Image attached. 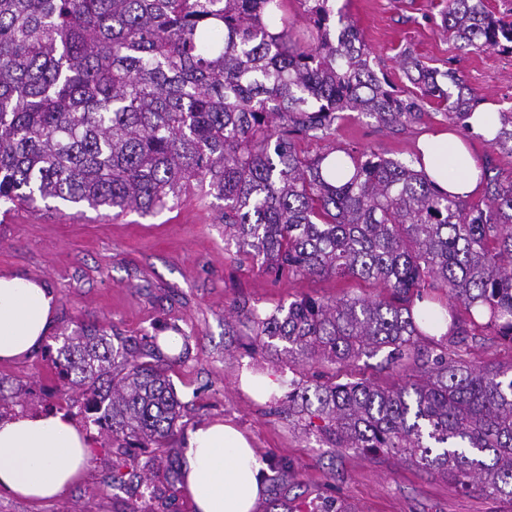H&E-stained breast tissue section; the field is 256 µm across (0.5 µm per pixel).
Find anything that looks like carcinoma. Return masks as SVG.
Instances as JSON below:
<instances>
[{
  "mask_svg": "<svg viewBox=\"0 0 512 512\" xmlns=\"http://www.w3.org/2000/svg\"><path fill=\"white\" fill-rule=\"evenodd\" d=\"M284 2L0 0V203L147 215L197 190L224 200V243L239 259L277 276L373 283L374 298L232 313L252 326V351L278 340L292 363L346 371L344 383L288 396V416L311 412L331 445L400 455L512 499V369L468 358L487 331L512 341V172L485 159L471 202L415 170L420 152L299 147L329 140L341 112L397 130L428 102H451L448 119L467 131L481 98L410 52L400 65L419 94L405 97L328 0H298L309 40ZM442 27L462 48L512 53V16L484 0H448ZM483 141L512 154V108ZM118 341L88 326L63 337L57 392L95 401L116 447L163 448L181 417L167 371L189 349L166 358L154 336ZM383 348L398 383L354 379Z\"/></svg>",
  "mask_w": 512,
  "mask_h": 512,
  "instance_id": "carcinoma-1",
  "label": "carcinoma"
}]
</instances>
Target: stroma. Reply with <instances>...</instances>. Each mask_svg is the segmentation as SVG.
<instances>
[{
  "mask_svg": "<svg viewBox=\"0 0 512 512\" xmlns=\"http://www.w3.org/2000/svg\"><path fill=\"white\" fill-rule=\"evenodd\" d=\"M447 0H329L335 12L363 34L370 63L404 95L415 94L399 64L411 50L427 66L454 70L465 85L497 109L512 107V54L459 48L442 29ZM446 108L425 107L421 121L399 130L379 126L358 113L336 125L338 147L379 150L408 160L422 135L448 128ZM224 202L192 195L155 215L120 216L84 205L59 209L0 207V273L41 280L56 298L52 326L29 355L0 362V402L10 415L41 411L52 404L56 384L49 352L77 326L92 325L120 336L159 337L179 332L189 357L169 374L182 403L181 432L170 443L182 453L186 431L215 420H232L250 435L267 464L285 462L287 486L268 475L255 512H317L323 499L340 498L356 512H512V501L462 489L446 475L426 472L404 458L364 455L326 442L308 420L271 415L288 402L292 388L322 383L317 365L289 367L280 351L250 354L248 328L227 327L235 302L272 312L302 295L336 299L373 296L375 285L322 277L294 279L267 272L257 261L239 262L224 244ZM267 374L278 393L257 399L241 388L242 370ZM90 461L84 477L62 496L32 504L0 494V512H192L181 486L154 472L156 497L114 486L113 469H146L155 446L116 453L97 427L86 431Z\"/></svg>",
  "mask_w": 512,
  "mask_h": 512,
  "instance_id": "obj_1",
  "label": "stroma"
}]
</instances>
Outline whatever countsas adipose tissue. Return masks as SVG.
Returning a JSON list of instances; mask_svg holds the SVG:
<instances>
[{"label": "adipose tissue", "mask_w": 512, "mask_h": 512, "mask_svg": "<svg viewBox=\"0 0 512 512\" xmlns=\"http://www.w3.org/2000/svg\"><path fill=\"white\" fill-rule=\"evenodd\" d=\"M427 177L459 196L479 187L481 161L451 131L421 137ZM56 297L43 282L0 275V360L27 354L46 336ZM183 491L194 512H254L265 491L266 467L235 425L214 421L187 434ZM89 461V444L61 413L0 421V491L35 501L62 493Z\"/></svg>", "instance_id": "ef3b65f1"}]
</instances>
